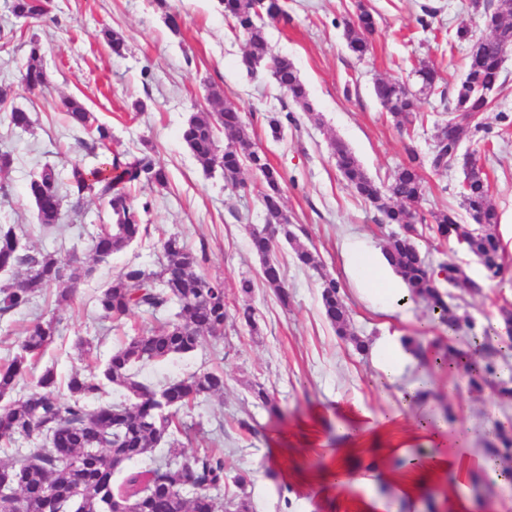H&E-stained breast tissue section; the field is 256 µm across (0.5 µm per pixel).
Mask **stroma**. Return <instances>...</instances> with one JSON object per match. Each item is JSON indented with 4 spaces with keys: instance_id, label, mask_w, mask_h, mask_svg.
I'll list each match as a JSON object with an SVG mask.
<instances>
[{
    "instance_id": "35a3bbf8",
    "label": "stroma",
    "mask_w": 512,
    "mask_h": 512,
    "mask_svg": "<svg viewBox=\"0 0 512 512\" xmlns=\"http://www.w3.org/2000/svg\"><path fill=\"white\" fill-rule=\"evenodd\" d=\"M360 0H288L292 21L268 28L273 54L288 57L305 84L311 111L288 99L269 75L251 79L240 67L246 38L225 19L218 0H51L48 16L26 20L11 12V0H0V153L10 154L11 170L0 179V224L20 225L32 250L63 259L78 252L92 261L94 274L75 299L57 305L55 290L25 310L0 316V361L19 349L25 328L57 317L60 334L21 380L18 392L32 386L34 376L54 368L59 381L72 374L92 377L95 365L81 355L77 341L93 339L100 355H108L124 336L152 324L137 311L122 327L100 319L95 288L110 281L130 263L153 266L161 234H175L192 248L206 247L203 271L224 282L230 304L251 305L257 332L226 321L224 336L203 348L151 364L140 381L155 385L186 373L216 366L224 369V393L182 413L198 425L184 453L213 448L224 454L227 476L244 472L256 512H365L368 501L381 512H446L453 476L423 483L414 500L401 498L390 481L395 458L392 446L407 445L412 455L444 451L461 456L502 458L503 438L512 439V393L486 385L471 388L461 365L480 350L469 333L505 335L499 307L512 305V51L502 64L505 83L488 112L483 131L465 140L491 181V199L500 214L497 231L506 248V283L486 281L478 260L453 242L423 239L419 248L432 262L457 264L472 280L483 282L482 294L449 287L452 304L474 322L460 331L448 350L446 367L411 361L401 380H384L377 364V345L387 336L434 339L444 333L428 305L420 300L383 306L353 268L355 254L382 259L387 228L382 216L356 195L336 167L330 151L334 139L344 141L377 182L385 183L407 163L405 145L427 155L448 104L434 95L424 100L422 122L397 128L375 99L377 80H407L414 64L433 63L444 79H459L469 43L457 38L459 28L473 37L488 35L472 0H361L373 13L372 49L357 58L344 37V23L356 18ZM438 7L430 28H422L423 6ZM184 24L171 30L166 13ZM126 39L123 55L112 54L104 30ZM38 38L49 87L27 93L20 87L30 38ZM245 117L252 140L284 177V207L290 229L316 257L317 268L300 264L292 246L279 240L271 258L281 268L290 293L281 305L258 280L260 259L252 251L248 228L265 221L253 184L260 176L243 169L237 181L220 171L204 170L181 139V128L206 105L210 90ZM81 101L97 123L112 131L110 150L89 144L88 134L66 123L65 99ZM144 111H136L135 102ZM29 112L32 124L10 125L12 109ZM282 120L281 136H273L270 117ZM150 152L169 178L166 189L139 185L135 205H148L142 221L150 227L143 240L93 261L90 232L110 221L108 207L87 198L81 212L69 214L53 229L40 227L27 195L32 173L44 163L77 159L90 169L105 168L112 153ZM422 212L460 209V172L424 168ZM342 285L350 311L349 334L337 335L321 304L322 276ZM256 282L251 297L239 291L242 278ZM365 350H357L354 338ZM263 385L282 410L271 414L254 400L251 389ZM425 387L427 396L406 404L409 388ZM461 492L475 512H512V481L499 469L479 470Z\"/></svg>"
}]
</instances>
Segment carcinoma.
Listing matches in <instances>:
<instances>
[{
    "mask_svg": "<svg viewBox=\"0 0 512 512\" xmlns=\"http://www.w3.org/2000/svg\"><path fill=\"white\" fill-rule=\"evenodd\" d=\"M219 4L224 16L247 36V49L240 60L247 74L253 76L258 68H265L293 103L311 110L307 88L293 62L272 54L268 45L267 26L290 21L286 5L281 0H219ZM357 10V22L347 25L345 37L349 49L361 58L370 52L368 35L374 30V19L363 5H357ZM11 12L17 18L40 19L48 14L49 2L12 0ZM487 20L498 22L497 35L472 42L474 51L468 56L466 73L449 89L440 88L443 78L426 61L412 71L418 86L414 91L400 81L379 80L373 86L374 96L399 127L423 119L422 99L436 92L443 98L451 92L448 119L439 125L441 137L426 161L435 170L447 169L457 142L481 127L480 116L490 108V100L481 90L503 84L496 59L512 46V0H499ZM28 46L22 85L27 92H42L48 80L41 64V46L34 38ZM208 101L212 111L190 116L182 128V140L204 169H219L227 180H236L246 165L260 174L256 190L266 223L249 229L250 243L261 260L262 281L286 307L289 293L280 267L270 258L278 236L289 243L296 241L284 210L282 174L255 147L234 106L225 103L217 91ZM64 106L72 125L90 134L99 148L110 150L109 128L93 125L90 113L76 99L65 101ZM330 147L348 186L387 223H414L415 205L423 198L425 186L423 161L413 148L406 147L408 163L395 171L380 193L376 180L343 141L335 139ZM143 182L164 188L168 175L148 154L115 153L104 171L89 170L78 161L63 171L46 163L30 178L27 194L34 203L37 223L45 229L61 224L67 202L75 210L89 197L106 202L111 223L92 234L90 245L95 259L101 260L149 235L140 216L149 204L139 209L131 195V187ZM461 196L469 216L478 217L480 231L461 223L457 212L448 208L430 213L431 221L420 226L415 237L390 233L383 249L411 297L426 301L450 335L460 329L461 318L448 306L442 283L462 282L473 294L481 293L483 284L464 276L453 263L433 265L418 248L416 238L427 234L454 241L480 261L490 280L500 276L505 257V246L496 232L499 214L491 200L489 176L482 167L473 166ZM24 236V231L11 224L0 225V270H24L11 283L0 286V315L29 308L43 290L56 284L60 285L57 302L67 301L88 273L74 257L63 262L16 243ZM206 262L205 248L193 249L179 236L170 235L161 241L154 268L130 264L112 278L95 296L101 318L121 325L136 310L153 317L170 311L174 315L128 337L105 360L96 361L94 377L71 375L65 395L49 367L27 394L10 399L28 367L58 336L53 317L26 329L19 352L0 365V401L7 400L0 407V451L11 459L0 465V484L4 485L0 512H255L246 492L250 479L245 473L232 478L238 493L226 501L221 499L226 481L224 454L202 448L188 457L182 451L183 440L191 437L178 418L180 411L195 407L202 398L224 393V371H194L159 387L138 380L144 366L194 352L224 336L229 316L224 282L203 274ZM321 300L324 315L337 335H346L349 314L335 279L322 278ZM114 389L122 392V400H112ZM161 444L166 446L162 459L124 470L126 464L148 457ZM121 470L122 478L114 480Z\"/></svg>",
    "mask_w": 512,
    "mask_h": 512,
    "instance_id": "obj_1",
    "label": "carcinoma"
}]
</instances>
